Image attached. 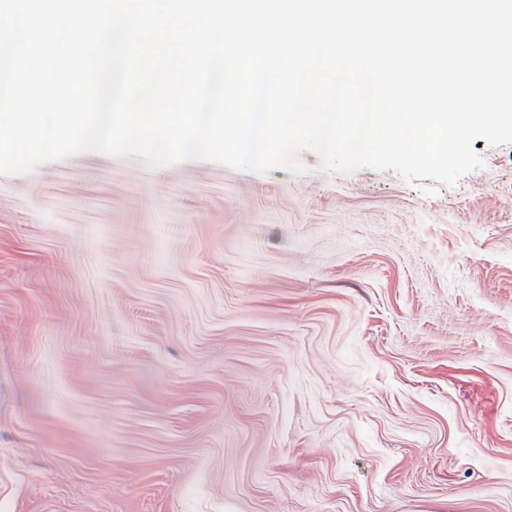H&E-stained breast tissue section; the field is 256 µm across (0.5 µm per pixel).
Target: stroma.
<instances>
[{"label":"stroma","mask_w":512,"mask_h":512,"mask_svg":"<svg viewBox=\"0 0 512 512\" xmlns=\"http://www.w3.org/2000/svg\"><path fill=\"white\" fill-rule=\"evenodd\" d=\"M0 176V512H512V144Z\"/></svg>","instance_id":"stroma-1"}]
</instances>
